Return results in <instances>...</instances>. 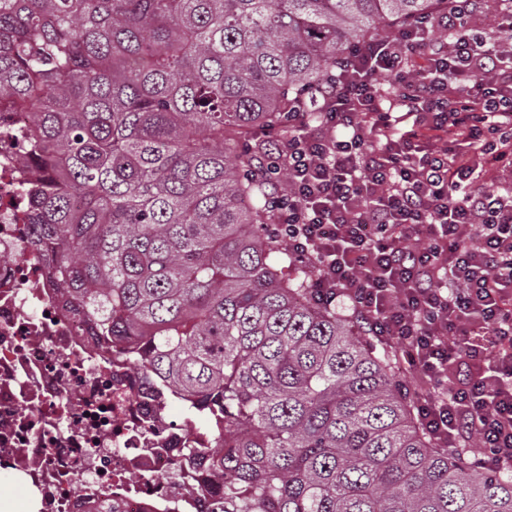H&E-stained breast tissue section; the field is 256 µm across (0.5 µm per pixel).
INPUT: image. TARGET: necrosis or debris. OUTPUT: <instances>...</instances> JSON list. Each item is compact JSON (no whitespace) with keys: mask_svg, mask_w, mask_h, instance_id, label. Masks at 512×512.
I'll list each match as a JSON object with an SVG mask.
<instances>
[{"mask_svg":"<svg viewBox=\"0 0 512 512\" xmlns=\"http://www.w3.org/2000/svg\"><path fill=\"white\" fill-rule=\"evenodd\" d=\"M29 125L27 113L0 114V475L35 494L37 512H198L220 485L203 472L181 480L174 395L97 344L46 284L23 192L36 172L20 164Z\"/></svg>","mask_w":512,"mask_h":512,"instance_id":"obj_1","label":"necrosis or debris"}]
</instances>
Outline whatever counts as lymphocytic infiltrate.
I'll return each instance as SVG.
<instances>
[{"label":"lymphocytic infiltrate","instance_id":"obj_1","mask_svg":"<svg viewBox=\"0 0 512 512\" xmlns=\"http://www.w3.org/2000/svg\"><path fill=\"white\" fill-rule=\"evenodd\" d=\"M496 29H481L486 9ZM512 0L447 9L345 58L288 140L263 143L273 232L313 264V298H348L374 335L396 342L430 387L429 432L474 437L484 468L512 467ZM470 361L461 388L448 364Z\"/></svg>","mask_w":512,"mask_h":512}]
</instances>
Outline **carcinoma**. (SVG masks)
Returning a JSON list of instances; mask_svg holds the SVG:
<instances>
[{
    "label": "carcinoma",
    "mask_w": 512,
    "mask_h": 512,
    "mask_svg": "<svg viewBox=\"0 0 512 512\" xmlns=\"http://www.w3.org/2000/svg\"><path fill=\"white\" fill-rule=\"evenodd\" d=\"M444 0H0V98L31 115L33 242L62 302L188 406L204 512H512V474L425 429L359 319L264 230L259 134Z\"/></svg>",
    "instance_id": "obj_1"
}]
</instances>
